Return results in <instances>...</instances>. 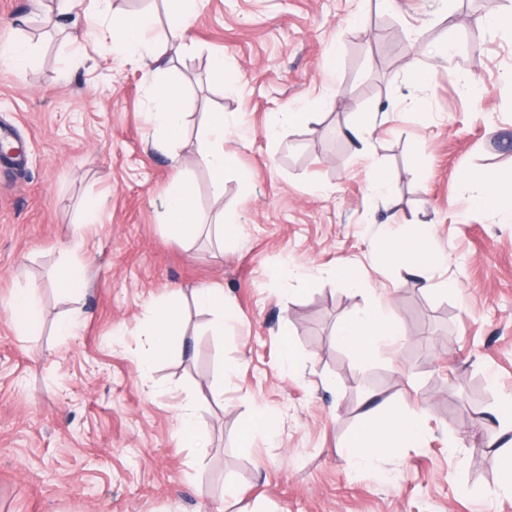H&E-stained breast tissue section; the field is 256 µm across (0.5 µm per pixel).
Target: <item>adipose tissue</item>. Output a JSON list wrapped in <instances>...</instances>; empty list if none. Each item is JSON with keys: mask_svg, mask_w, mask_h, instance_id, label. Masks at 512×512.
I'll return each mask as SVG.
<instances>
[{"mask_svg": "<svg viewBox=\"0 0 512 512\" xmlns=\"http://www.w3.org/2000/svg\"><path fill=\"white\" fill-rule=\"evenodd\" d=\"M150 25L147 15L127 17L112 31L113 50L142 58L153 56V48L147 39ZM151 94L155 103L152 116L158 132L154 145L164 151L183 134V96L178 86L167 83L153 84ZM225 133L223 113H212L199 139L196 155L197 161L207 167L212 188L218 194L224 191ZM163 222L186 237L195 235L205 225L216 243L224 241L226 227L223 216H216L210 224H203L195 212L194 188L179 175L172 179L167 189ZM428 243L427 224L406 223L398 234L387 238L384 255L388 261L420 269L438 260L437 255L428 253ZM182 319L181 301L176 297L154 311L149 330L152 355L143 363L144 372H151L156 361L183 354L185 345L180 341ZM397 334L398 328L389 314L381 306L373 305L353 313L339 327L336 341L363 357L374 349L378 341ZM423 437L424 431L417 416L397 412L389 401L382 400L365 410L359 428L349 435L346 445L358 461L368 462L385 449L418 444Z\"/></svg>", "mask_w": 512, "mask_h": 512, "instance_id": "1", "label": "adipose tissue"}]
</instances>
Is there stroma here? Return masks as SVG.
Returning <instances> with one entry per match:
<instances>
[{
  "instance_id": "1",
  "label": "stroma",
  "mask_w": 512,
  "mask_h": 512,
  "mask_svg": "<svg viewBox=\"0 0 512 512\" xmlns=\"http://www.w3.org/2000/svg\"><path fill=\"white\" fill-rule=\"evenodd\" d=\"M462 6L204 0L177 42L164 0H112L75 44L42 27L33 0H0V46L36 47L0 66V128L18 146L0 153V512H512L503 461L475 431L496 429L512 397V219L473 206L467 186L491 171L512 188V33L481 22L512 0ZM137 11L169 60L162 81L188 102L169 155L151 146L146 68L111 52L113 26ZM451 35L444 62L434 50ZM289 108L309 120L267 137ZM211 112L227 120L220 196L195 161ZM362 114L376 129L356 149ZM375 170L389 197L371 192ZM178 174L202 220L236 225L223 246L163 224ZM413 218L442 257L425 289L382 250ZM76 263L79 304L56 288ZM340 263L360 288L328 277ZM203 286L236 315L223 335L191 299ZM176 289L188 351L143 374L150 312ZM23 290L30 330L7 309ZM377 303L399 340L364 357L337 345V326ZM71 315L78 332L62 335ZM373 395L416 413L426 438L355 468L344 440ZM187 401L209 436L201 454L178 437ZM260 408L273 427L244 441Z\"/></svg>"
}]
</instances>
